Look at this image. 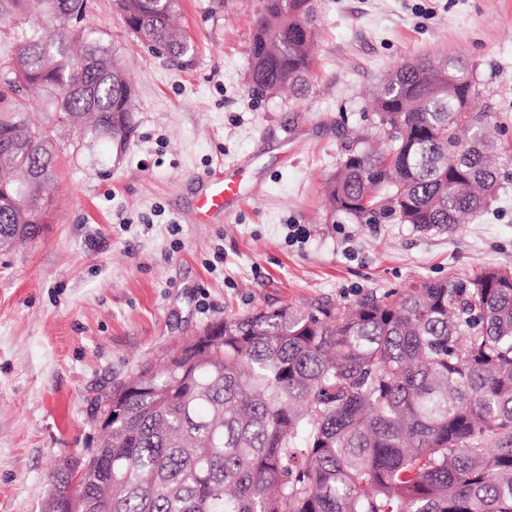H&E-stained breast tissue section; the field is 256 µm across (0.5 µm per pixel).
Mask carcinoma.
Returning <instances> with one entry per match:
<instances>
[{"label": "carcinoma", "instance_id": "1", "mask_svg": "<svg viewBox=\"0 0 512 512\" xmlns=\"http://www.w3.org/2000/svg\"><path fill=\"white\" fill-rule=\"evenodd\" d=\"M135 41L194 53L179 0H114ZM55 26L27 21L30 5ZM87 0H0L14 43L0 61V250L34 241L56 161L52 129L131 133L133 84L86 34ZM318 0H264L249 88L311 86ZM460 60L423 57L374 98L383 147L352 150L326 183L360 224L446 231L496 199L512 164L474 112ZM178 341L117 382L97 447L49 467L67 512H512V269L413 280L350 305L257 309ZM82 471L77 486L74 469Z\"/></svg>", "mask_w": 512, "mask_h": 512}]
</instances>
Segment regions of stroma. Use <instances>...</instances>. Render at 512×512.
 I'll return each mask as SVG.
<instances>
[{"instance_id": "35a3bbf8", "label": "stroma", "mask_w": 512, "mask_h": 512, "mask_svg": "<svg viewBox=\"0 0 512 512\" xmlns=\"http://www.w3.org/2000/svg\"><path fill=\"white\" fill-rule=\"evenodd\" d=\"M262 0H181L194 55H153L113 0L85 21L133 82L125 153L58 129L39 239L0 251V512H41L52 461L99 436L113 385L178 339L259 307L352 302L412 280L512 267V168L498 201L445 232L332 215L336 164L377 138L370 93L400 63L459 56L512 145V0H319L301 100L246 83ZM246 162L232 219L193 220L197 179Z\"/></svg>"}]
</instances>
